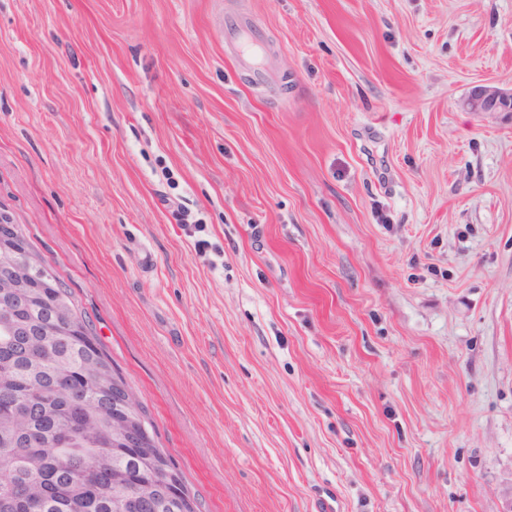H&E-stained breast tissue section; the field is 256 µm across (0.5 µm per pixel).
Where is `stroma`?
<instances>
[{"label":"stroma","instance_id":"35a3bbf8","mask_svg":"<svg viewBox=\"0 0 512 512\" xmlns=\"http://www.w3.org/2000/svg\"><path fill=\"white\" fill-rule=\"evenodd\" d=\"M484 84L512 87V0H0V214L202 512L512 506V119L465 110ZM227 39L235 46L238 64L249 70L256 81L265 79L263 48L257 29L246 19H235L226 25Z\"/></svg>","mask_w":512,"mask_h":512}]
</instances>
